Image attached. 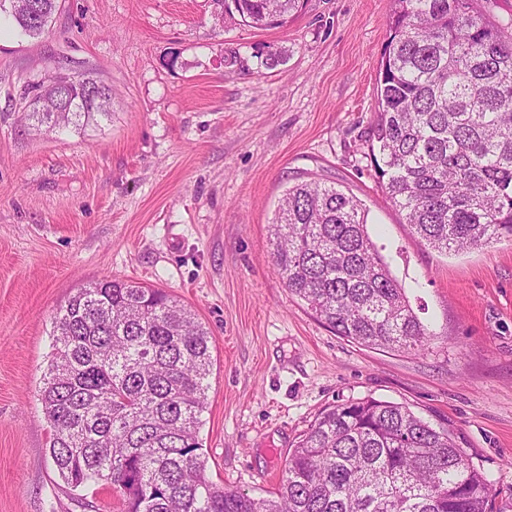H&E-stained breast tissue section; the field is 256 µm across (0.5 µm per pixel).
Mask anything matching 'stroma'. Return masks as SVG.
I'll return each mask as SVG.
<instances>
[{
    "instance_id": "stroma-1",
    "label": "stroma",
    "mask_w": 512,
    "mask_h": 512,
    "mask_svg": "<svg viewBox=\"0 0 512 512\" xmlns=\"http://www.w3.org/2000/svg\"><path fill=\"white\" fill-rule=\"evenodd\" d=\"M391 0H307L284 26L216 23L213 0H58L38 38L0 24V512H120L70 489L39 389L52 319L111 276L165 289L211 334L199 440L210 480L255 497L325 409L399 403L450 430L512 512V239L419 243L370 160ZM61 71L111 88L81 129L20 120L27 83ZM330 180L435 337L421 355L337 336L274 270L286 189Z\"/></svg>"
}]
</instances>
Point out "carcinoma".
<instances>
[{
  "mask_svg": "<svg viewBox=\"0 0 512 512\" xmlns=\"http://www.w3.org/2000/svg\"><path fill=\"white\" fill-rule=\"evenodd\" d=\"M217 15L279 27L304 0H213ZM476 0H392L378 70L371 161L421 243L459 253L512 237V41ZM22 33L47 25L0 10ZM59 79L29 83L27 102ZM110 88L71 76L69 95L24 113L37 131L109 115ZM273 266L323 324L362 346L420 353L434 339L336 184L284 194ZM40 400L49 454L73 488L108 485L122 512H492V486L456 444L408 407L374 398L324 410L301 435L275 491L255 498L209 480L198 439L210 332L169 293L105 277L53 318Z\"/></svg>",
  "mask_w": 512,
  "mask_h": 512,
  "instance_id": "carcinoma-1",
  "label": "carcinoma"
}]
</instances>
